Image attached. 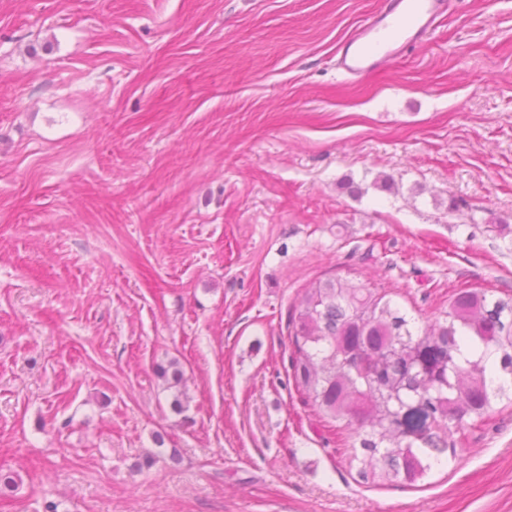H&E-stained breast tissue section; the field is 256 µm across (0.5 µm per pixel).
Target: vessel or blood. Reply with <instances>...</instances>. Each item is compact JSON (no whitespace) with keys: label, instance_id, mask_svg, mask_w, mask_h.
Segmentation results:
<instances>
[{"label":"vessel or blood","instance_id":"1","mask_svg":"<svg viewBox=\"0 0 512 512\" xmlns=\"http://www.w3.org/2000/svg\"><path fill=\"white\" fill-rule=\"evenodd\" d=\"M450 0H383L336 48V69L348 79L381 70L423 42L447 15Z\"/></svg>","mask_w":512,"mask_h":512}]
</instances>
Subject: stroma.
Wrapping results in <instances>:
<instances>
[{
  "instance_id": "1",
  "label": "stroma",
  "mask_w": 512,
  "mask_h": 512,
  "mask_svg": "<svg viewBox=\"0 0 512 512\" xmlns=\"http://www.w3.org/2000/svg\"><path fill=\"white\" fill-rule=\"evenodd\" d=\"M378 6L0 0V512H512L511 401L365 485L293 378L316 279L512 298V0L345 79Z\"/></svg>"
}]
</instances>
